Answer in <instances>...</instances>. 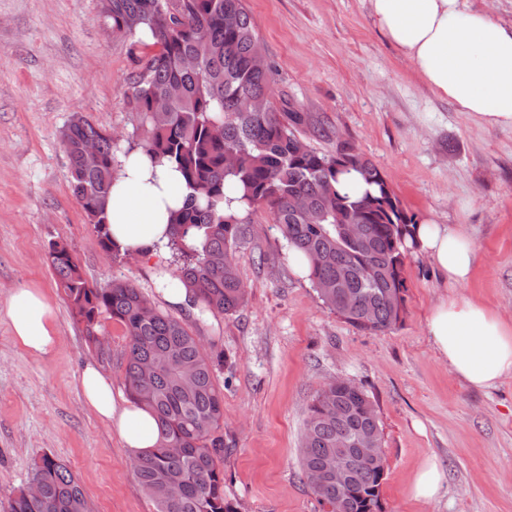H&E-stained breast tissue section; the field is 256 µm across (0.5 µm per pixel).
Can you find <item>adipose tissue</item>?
Instances as JSON below:
<instances>
[{"label": "adipose tissue", "mask_w": 512, "mask_h": 512, "mask_svg": "<svg viewBox=\"0 0 512 512\" xmlns=\"http://www.w3.org/2000/svg\"><path fill=\"white\" fill-rule=\"evenodd\" d=\"M386 40L410 61L432 93L452 102L488 129H512V22L469 7L465 0H367ZM187 194L177 172L137 149L119 158L106 205L113 240L151 261L156 290L173 306H189L191 293L166 263L169 216ZM412 242L441 272L453 295L430 309L426 332L439 357L467 386L491 389L512 377V323L489 306L456 295L470 279L474 241L433 221L417 224ZM55 309L36 285L11 296V331L28 353L50 355L57 344ZM85 404L114 430L129 460L162 441L155 415L114 390L94 364L80 374Z\"/></svg>", "instance_id": "adipose-tissue-1"}]
</instances>
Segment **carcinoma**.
Masks as SVG:
<instances>
[{
  "label": "carcinoma",
  "instance_id": "cac0c4a2",
  "mask_svg": "<svg viewBox=\"0 0 512 512\" xmlns=\"http://www.w3.org/2000/svg\"><path fill=\"white\" fill-rule=\"evenodd\" d=\"M111 0L102 14L112 30L136 41L145 60L130 82L131 104L140 115L141 149L178 171L189 190L172 217L168 248L176 275L193 292L202 315H234L246 302L234 250L244 239L243 219L268 210L289 248L310 260L308 279L328 308L356 329L371 334L394 328L405 309L404 258L414 222L402 211L378 168L352 144L334 154L302 149L310 116L287 101H272L273 65L253 66L259 44L244 0ZM195 65L188 68L184 59ZM263 99L262 112L245 104ZM73 196L100 238L102 249L120 253L108 230L106 201L121 138L76 114L60 134ZM92 144L95 157L85 153ZM357 171L369 186L360 195L342 194L338 176ZM303 198L300 212L295 200ZM344 224L362 226L349 242ZM48 258L57 284L69 299L89 341H98L100 317L121 323L128 336L125 382L130 397L149 408L163 443L132 469L154 512H239L224 497V394L215 373L227 364L224 352L203 348L186 323L156 307L134 284L114 280L96 288L83 277L67 245L52 242ZM358 385L329 383L308 407L299 462L318 512H383L385 460L359 461L363 436L375 434L384 448L379 415ZM341 453L349 463L346 484L320 486L311 476ZM181 493L173 497L169 481ZM29 482L11 500L9 512H90L78 479L61 459L45 454L31 468Z\"/></svg>",
  "mask_w": 512,
  "mask_h": 512
}]
</instances>
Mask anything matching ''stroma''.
Here are the masks:
<instances>
[{
	"mask_svg": "<svg viewBox=\"0 0 512 512\" xmlns=\"http://www.w3.org/2000/svg\"><path fill=\"white\" fill-rule=\"evenodd\" d=\"M276 68L274 102L309 113L305 140L324 153L353 144L389 183L408 218L464 231L477 246L461 293L512 322V129H486L434 95L373 25L366 0H245ZM131 38L114 34L98 0H0V512L43 454L65 461L93 512H153L118 438L87 408L79 376L96 364L125 388L128 338L101 317L90 343L57 288L48 246L67 244L84 277L155 294L153 270L112 259L73 196L60 131L81 113L141 142L128 81L139 69ZM325 128L327 136L316 135ZM234 254L247 288L243 310L199 321L171 305L205 348L224 351V495L239 512H316L299 448L317 390L342 378L375 401L387 466L384 512H512V377L494 389L463 384L424 326L446 293L422 255L404 261L403 319L383 334L359 331L320 300L288 261L262 209ZM42 286L56 309L58 343L45 357L16 345L9 298ZM436 458L444 487L431 502L411 481Z\"/></svg>",
	"mask_w": 512,
	"mask_h": 512,
	"instance_id": "stroma-1",
	"label": "stroma"
}]
</instances>
